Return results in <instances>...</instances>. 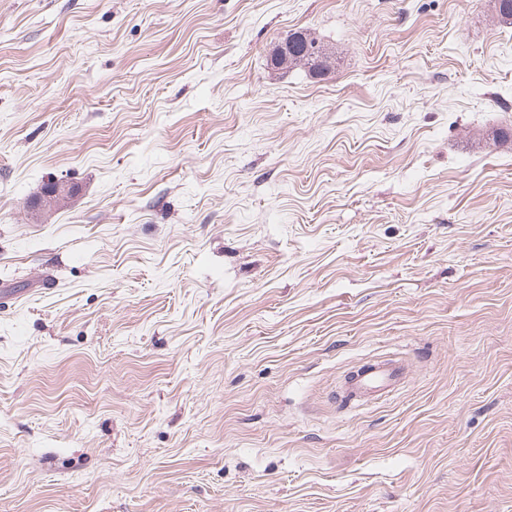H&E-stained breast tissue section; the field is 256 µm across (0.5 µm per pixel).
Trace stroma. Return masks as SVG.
<instances>
[{"instance_id":"obj_1","label":"stroma","mask_w":512,"mask_h":512,"mask_svg":"<svg viewBox=\"0 0 512 512\" xmlns=\"http://www.w3.org/2000/svg\"><path fill=\"white\" fill-rule=\"evenodd\" d=\"M0 512H512L489 0H0ZM291 39H293L292 48H288L287 53L276 55L277 65L282 68L307 66L312 71L327 69L328 56L324 52L323 46L314 37L303 32H296L288 38V42ZM403 374L402 368L390 364H366L355 371L350 382H346L344 398L350 402L390 393L398 385Z\"/></svg>"}]
</instances>
